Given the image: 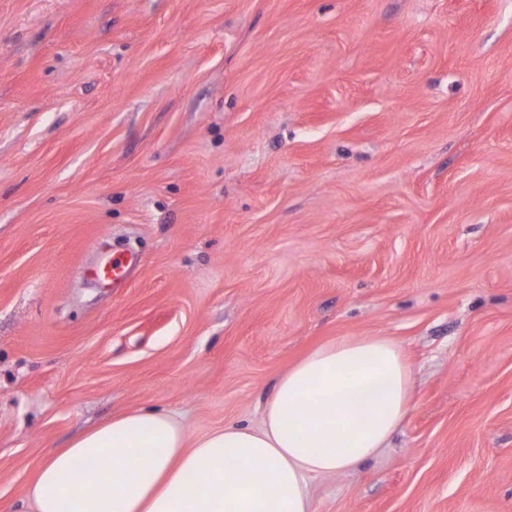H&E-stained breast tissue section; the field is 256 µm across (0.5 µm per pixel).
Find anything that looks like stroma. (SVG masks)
<instances>
[{"mask_svg": "<svg viewBox=\"0 0 512 512\" xmlns=\"http://www.w3.org/2000/svg\"><path fill=\"white\" fill-rule=\"evenodd\" d=\"M339 336L412 408L314 512H512V0H0V512L124 412L260 427Z\"/></svg>", "mask_w": 512, "mask_h": 512, "instance_id": "stroma-1", "label": "stroma"}]
</instances>
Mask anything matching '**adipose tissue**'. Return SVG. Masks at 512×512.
<instances>
[{
    "instance_id": "ef3b65f1",
    "label": "adipose tissue",
    "mask_w": 512,
    "mask_h": 512,
    "mask_svg": "<svg viewBox=\"0 0 512 512\" xmlns=\"http://www.w3.org/2000/svg\"><path fill=\"white\" fill-rule=\"evenodd\" d=\"M411 392L412 369L393 341L341 337L279 377L261 428L192 439L164 411L113 417L40 465L22 512H313L309 478L355 472L378 455Z\"/></svg>"
}]
</instances>
